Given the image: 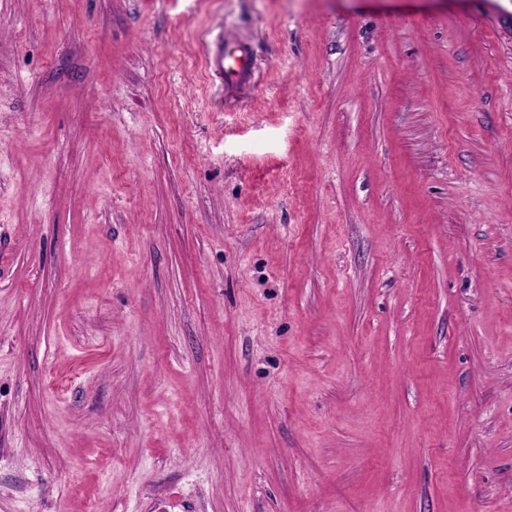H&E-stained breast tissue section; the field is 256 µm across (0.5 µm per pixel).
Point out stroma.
I'll return each instance as SVG.
<instances>
[{
  "instance_id": "35a3bbf8",
  "label": "stroma",
  "mask_w": 512,
  "mask_h": 512,
  "mask_svg": "<svg viewBox=\"0 0 512 512\" xmlns=\"http://www.w3.org/2000/svg\"><path fill=\"white\" fill-rule=\"evenodd\" d=\"M507 15L0 0V512H512ZM203 62L207 71L218 69L223 72L227 83L240 84L250 77L252 54L249 46L226 40L217 46L213 54L207 55Z\"/></svg>"
}]
</instances>
